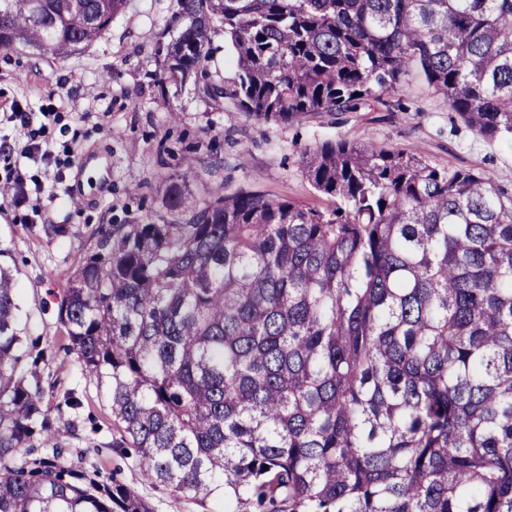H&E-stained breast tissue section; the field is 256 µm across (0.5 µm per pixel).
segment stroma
<instances>
[{"label":"stroma","instance_id":"obj_1","mask_svg":"<svg viewBox=\"0 0 512 512\" xmlns=\"http://www.w3.org/2000/svg\"><path fill=\"white\" fill-rule=\"evenodd\" d=\"M173 10V0H127L101 39L66 57L0 50V108L17 104L56 116L37 133L48 144L47 156H14L25 180L39 182L42 190L36 198L0 200V266L16 279L21 328L47 349L44 404L61 408L70 425L62 463L114 477L153 512H222V500L204 508L195 498L143 481L133 457L110 445L117 430L105 391L83 376L67 350L57 301L69 271L97 251L101 230L162 223L168 217L163 189L176 176L200 201L220 184L228 192L250 186L275 199L323 206L302 173L301 151L339 138L409 149L440 168L475 169L512 196V144L474 134L414 69L402 83L401 112L378 105L259 124L232 103L214 106L188 86L163 101L154 82L157 47ZM173 110L178 120H171ZM76 193L83 195L82 204H73ZM59 224L68 226L67 234L51 233ZM71 393L80 402L74 409L65 405Z\"/></svg>","mask_w":512,"mask_h":512}]
</instances>
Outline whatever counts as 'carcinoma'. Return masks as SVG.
<instances>
[{
	"label": "carcinoma",
	"instance_id": "1",
	"mask_svg": "<svg viewBox=\"0 0 512 512\" xmlns=\"http://www.w3.org/2000/svg\"><path fill=\"white\" fill-rule=\"evenodd\" d=\"M126 0H0V49L64 57ZM235 78L207 71L212 38ZM157 86L288 124L395 99L410 66L512 138V0H176ZM324 208L251 188L116 224L58 317L142 476L224 512H512V197L472 170L339 138L302 152ZM0 269V512H153L59 461L40 339ZM212 52L208 62V71L214 79L232 81L236 72V57L230 44L224 40V34L218 32L212 39Z\"/></svg>",
	"mask_w": 512,
	"mask_h": 512
}]
</instances>
